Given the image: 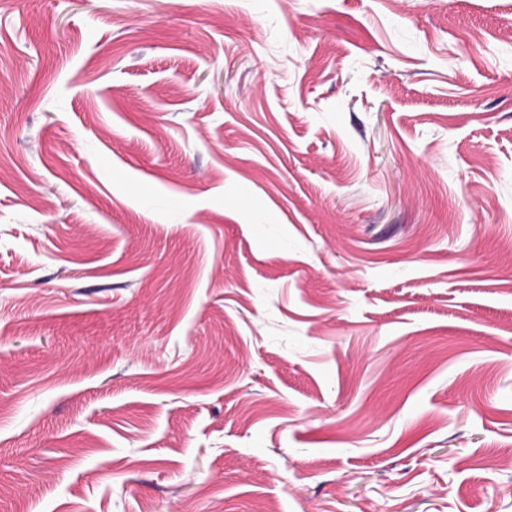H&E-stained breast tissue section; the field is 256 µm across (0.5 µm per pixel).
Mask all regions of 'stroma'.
<instances>
[{
	"instance_id": "obj_1",
	"label": "stroma",
	"mask_w": 512,
	"mask_h": 512,
	"mask_svg": "<svg viewBox=\"0 0 512 512\" xmlns=\"http://www.w3.org/2000/svg\"><path fill=\"white\" fill-rule=\"evenodd\" d=\"M512 0H0V512H512Z\"/></svg>"
}]
</instances>
